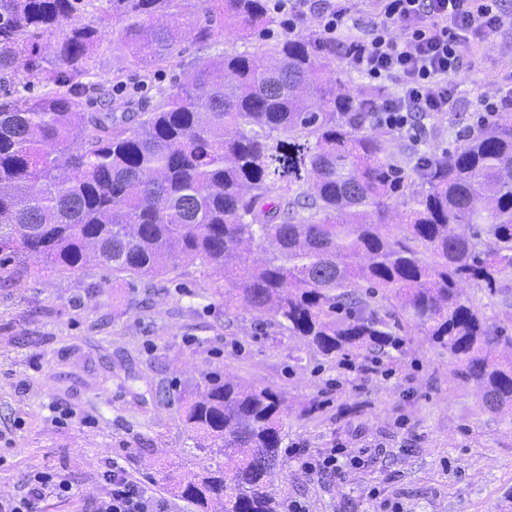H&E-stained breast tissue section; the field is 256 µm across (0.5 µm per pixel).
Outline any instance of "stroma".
Masks as SVG:
<instances>
[{"label": "stroma", "instance_id": "35a3bbf8", "mask_svg": "<svg viewBox=\"0 0 512 512\" xmlns=\"http://www.w3.org/2000/svg\"><path fill=\"white\" fill-rule=\"evenodd\" d=\"M210 50L188 39L168 62L135 66L113 27L92 57L86 109L137 116ZM476 55L456 79L459 103L426 119L424 142L455 148L476 125L479 98L512 80V43L496 36ZM216 379L287 400L283 458L268 481L279 507L512 512V413L489 409L424 336L408 332L383 354L327 358L258 324L244 302L225 305L223 279L182 260L130 277L29 257L0 274V500L20 495L38 467L73 486L46 512H89L116 461L169 512H196L164 475L215 466L182 417L187 398ZM299 448L315 460L335 450L339 474L305 472Z\"/></svg>", "mask_w": 512, "mask_h": 512}]
</instances>
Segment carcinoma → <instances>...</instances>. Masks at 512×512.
<instances>
[{
    "mask_svg": "<svg viewBox=\"0 0 512 512\" xmlns=\"http://www.w3.org/2000/svg\"><path fill=\"white\" fill-rule=\"evenodd\" d=\"M190 5L204 44L217 29L248 39L271 23L267 0H106L94 26L81 22L83 0H0V82L53 86L0 101V265L34 255L73 269L89 248L129 276L198 260L224 276V304L243 299L327 357L383 353L412 326L489 406L511 412L512 359L494 352H512V335L461 285L512 306V123L481 121L453 150L414 152L420 188L407 195L386 139L366 130L377 91L351 94L331 46L288 36L264 64L219 53L193 68L134 126L84 111L99 31L123 21L133 63H155L178 52ZM64 20L48 60L39 38ZM364 283L400 313L366 310ZM287 411L269 388L214 381L184 414L224 463L165 481L200 512H277L267 477Z\"/></svg>",
    "mask_w": 512,
    "mask_h": 512,
    "instance_id": "1",
    "label": "carcinoma"
}]
</instances>
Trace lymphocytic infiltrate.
Returning <instances> with one entry per match:
<instances>
[{
	"label": "lymphocytic infiltrate",
	"mask_w": 512,
	"mask_h": 512,
	"mask_svg": "<svg viewBox=\"0 0 512 512\" xmlns=\"http://www.w3.org/2000/svg\"><path fill=\"white\" fill-rule=\"evenodd\" d=\"M362 37L346 55L366 79L398 85L396 94L369 110L376 125L420 139L421 122L447 111L458 95L456 75L475 62L473 49L512 29L502 0H377L362 20ZM110 489L91 512H168L167 502L133 480L119 465L105 471ZM21 496L0 501V512H43L47 498L69 499L71 484L40 469L24 478Z\"/></svg>",
	"instance_id": "obj_1"
}]
</instances>
